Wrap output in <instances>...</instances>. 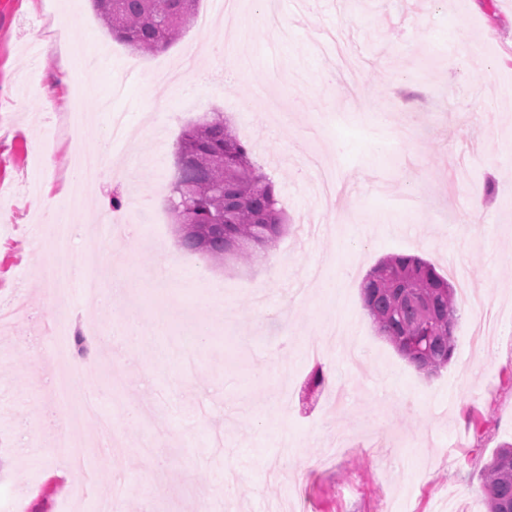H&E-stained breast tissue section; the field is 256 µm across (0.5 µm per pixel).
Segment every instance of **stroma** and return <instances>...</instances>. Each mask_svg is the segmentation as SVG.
Segmentation results:
<instances>
[{
    "mask_svg": "<svg viewBox=\"0 0 512 512\" xmlns=\"http://www.w3.org/2000/svg\"><path fill=\"white\" fill-rule=\"evenodd\" d=\"M66 2L0 0V298L24 299L0 327V483L22 491L17 512H66L82 475L48 436L80 444L96 431L92 419L66 425L47 385L28 379L47 359L43 328L59 317L32 278L50 251L30 188H47L58 206L75 154L95 150L118 117L131 131L113 142L108 164L119 173L89 190L80 211L124 225L134 246L113 249L108 267L103 244L78 237L74 247L86 266L104 268L102 289L145 283L120 304L155 331L130 345L110 334L112 312L72 307L107 327L92 338L99 358L84 382L130 447L119 474L96 471L91 500L157 470L162 480L125 495L123 512H196L216 497L222 512H443L451 487L457 512H486L483 466L512 443V0H281L285 42L255 2L224 18L199 0L209 29L189 24L148 54L113 39L87 8L71 37L92 53L83 62L50 47L36 24ZM209 40L248 69L225 74L202 52ZM189 53L201 81L164 93L145 86L146 74ZM67 68L87 116L77 136L60 122L63 100L35 94ZM264 84L284 98V115L268 112ZM215 112L273 176L287 219L275 248L248 261L185 251L166 210L182 131ZM422 121L426 136L384 154L400 126ZM313 156L347 171L342 206L316 195ZM418 192L422 208L404 216L403 199ZM465 216L477 223L469 236L458 225ZM151 224L176 262L161 284L150 280L161 258L141 232ZM391 254L422 256L448 278L464 264L495 335L471 345L473 312L458 303L448 366L434 376L416 369L362 301L363 278ZM308 341L323 342L322 355L304 356ZM318 370L335 374L343 406L327 389L308 391ZM147 437L164 442L150 460L137 451Z\"/></svg>",
    "mask_w": 512,
    "mask_h": 512,
    "instance_id": "stroma-1",
    "label": "stroma"
}]
</instances>
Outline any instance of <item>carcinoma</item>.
<instances>
[{
  "label": "carcinoma",
  "instance_id": "obj_1",
  "mask_svg": "<svg viewBox=\"0 0 512 512\" xmlns=\"http://www.w3.org/2000/svg\"><path fill=\"white\" fill-rule=\"evenodd\" d=\"M198 0H93L112 37L134 52L153 53L171 45L195 17ZM169 187L168 210L183 247L212 262L251 250L271 251L282 232L283 210L274 185L253 160L251 148L216 112L183 131ZM224 225V236L203 238L189 225ZM364 307L399 354L426 375L440 372L453 357L457 319L455 288L433 263L392 254L367 274ZM488 512H512V444L500 448L483 468Z\"/></svg>",
  "mask_w": 512,
  "mask_h": 512
}]
</instances>
